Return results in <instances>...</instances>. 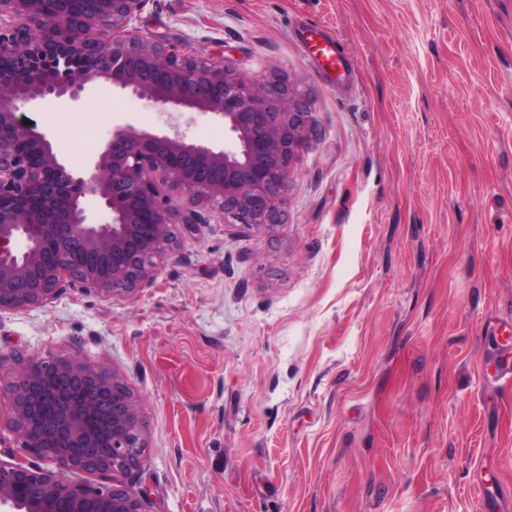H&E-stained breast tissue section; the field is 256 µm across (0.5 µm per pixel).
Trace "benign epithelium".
<instances>
[{
    "mask_svg": "<svg viewBox=\"0 0 512 512\" xmlns=\"http://www.w3.org/2000/svg\"><path fill=\"white\" fill-rule=\"evenodd\" d=\"M55 2L49 14L43 0H0V311L45 306L76 281L106 297L134 294L175 239L179 210L168 189L191 204L183 224L205 223L203 204L238 224H278L277 202L310 131L291 85L133 33L127 21L147 0ZM88 55L94 67L71 65ZM97 79L163 108L210 113L229 139L221 147L118 125L93 171L75 175L52 137L23 122V109L48 98L77 102ZM89 197L109 222L90 219ZM7 361L9 427L22 455L0 460V512H148L146 497L125 485L73 479L141 469V407L128 385L76 358L1 353Z\"/></svg>",
    "mask_w": 512,
    "mask_h": 512,
    "instance_id": "1",
    "label": "benign epithelium"
}]
</instances>
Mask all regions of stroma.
<instances>
[{
    "mask_svg": "<svg viewBox=\"0 0 512 512\" xmlns=\"http://www.w3.org/2000/svg\"><path fill=\"white\" fill-rule=\"evenodd\" d=\"M334 33L326 82L294 32ZM129 29L292 85L311 132L280 222L204 208L153 281L0 312V353L74 357L139 398L151 512H512V0H148ZM83 174L113 125L222 122L99 80L27 113Z\"/></svg>",
    "mask_w": 512,
    "mask_h": 512,
    "instance_id": "35a3bbf8",
    "label": "stroma"
}]
</instances>
